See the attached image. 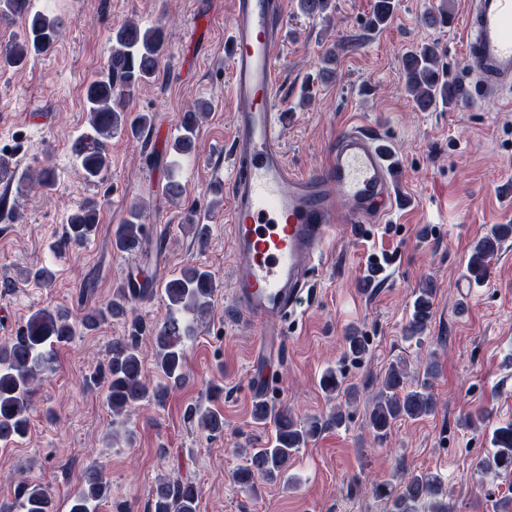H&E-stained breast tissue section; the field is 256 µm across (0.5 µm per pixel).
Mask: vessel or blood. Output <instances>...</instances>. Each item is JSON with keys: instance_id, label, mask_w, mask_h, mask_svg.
<instances>
[{"instance_id": "b4317fda", "label": "vessel or blood", "mask_w": 512, "mask_h": 512, "mask_svg": "<svg viewBox=\"0 0 512 512\" xmlns=\"http://www.w3.org/2000/svg\"><path fill=\"white\" fill-rule=\"evenodd\" d=\"M226 64L234 135L231 207L233 303L264 342L280 340L310 275L340 224H377L398 209L381 137L355 127L336 139L322 169L294 173L282 142L277 88L283 0H232ZM464 84L472 104L512 88V0H469ZM345 207H338V199Z\"/></svg>"}]
</instances>
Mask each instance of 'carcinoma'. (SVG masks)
<instances>
[{
  "label": "carcinoma",
  "instance_id": "1",
  "mask_svg": "<svg viewBox=\"0 0 512 512\" xmlns=\"http://www.w3.org/2000/svg\"><path fill=\"white\" fill-rule=\"evenodd\" d=\"M300 14L308 18L330 19L335 9L333 0H297ZM395 10V0H375L366 28L377 30L387 24ZM23 20V33L18 38L0 45V69L18 66L32 55H46L53 51L63 21L49 11H35L31 0H0V23L11 24ZM451 15L447 3L421 17L428 27L444 26ZM168 50L166 32L161 25L142 28L133 22H124L112 32V47L102 69L87 82L85 101L87 125L75 138L71 151L80 167L82 177L88 182L100 180L110 166L108 141L120 132L134 139L139 138L153 125L154 116L148 113L134 117L127 113L126 103L136 89L159 74V63ZM442 50L439 44L424 43L406 52L401 60L405 87L412 96L415 107L429 112L440 106H450L466 100L462 85L448 81L440 69ZM208 104L198 103L183 113L180 134L169 141L161 154L172 157L167 162V198L176 200L185 193L174 168L177 159L194 153L201 118ZM153 152V155L160 154ZM0 207L6 208L11 187L18 190L31 188L49 189L56 183L53 167L45 165L37 175L18 172L10 157L0 155ZM143 208L134 203L129 207L123 222L116 226L112 247L127 251L141 244L143 235ZM98 212L92 202L79 205L67 220V227L58 249L61 252L86 242L96 232ZM512 235L511 224H500L474 247L469 268L480 280L488 271V264L500 242ZM217 289L214 274L198 265H188L176 277L168 280L163 288L169 310L165 321L151 330L156 347V367L162 376L173 384L186 378L185 342L192 336L193 323L183 315L202 314L211 307ZM153 293L149 282L136 288H121L117 297L105 309L94 311L81 318L82 326L92 330L102 321L125 314V304L141 301ZM435 293L431 288H420L413 303L406 333L418 338L428 327L434 308ZM76 320L61 308H42L33 313L17 330L7 344L0 346V440L22 437L29 427L32 407L33 383L46 371L50 362V348L68 342L75 333ZM146 326L132 320L125 335L112 341L110 359L106 369L93 377L92 383L107 387V400L112 413L119 415L132 406L152 396L160 399L162 390L149 391L143 380L139 355V340ZM349 355L361 358L367 344L362 336L345 337ZM435 361H426L422 375L406 386L407 376L397 367H391L374 395L369 414V428L379 438L387 436L392 425L405 418L416 419L434 412L436 402L432 394ZM322 390L332 396L341 394L342 381L336 371H324L320 379ZM201 429L213 436L224 429L220 415L211 410L194 411ZM255 420L274 423V437L266 445L249 451V461L235 473L236 483L254 492L256 481H275L288 471L294 453L304 447L320 430L319 422L300 423L286 410H273L261 401L253 407ZM492 452L480 458L476 471L484 474L512 473V423L492 430ZM108 490L105 478L94 472L86 485L71 497L69 512H89L92 502L103 498ZM374 494L390 502L389 512H448L440 498L444 497L441 480L429 473L405 474L398 491L386 485L374 488ZM199 491L189 481L170 482L166 479L156 484L148 512H197ZM17 508L21 512H55L54 500L43 486L23 483L15 492Z\"/></svg>",
  "mask_w": 512,
  "mask_h": 512
}]
</instances>
